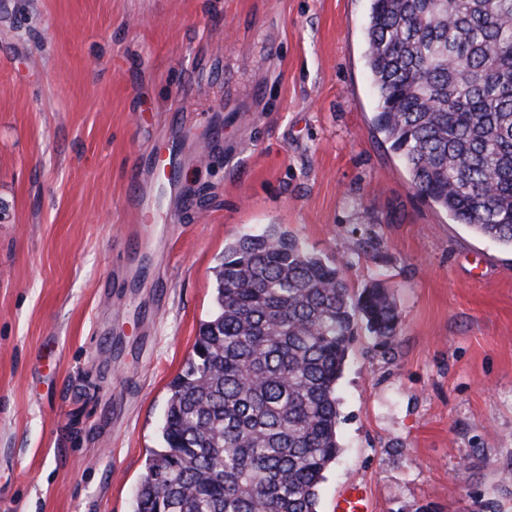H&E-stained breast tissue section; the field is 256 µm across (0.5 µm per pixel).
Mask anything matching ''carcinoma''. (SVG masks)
<instances>
[{
	"label": "carcinoma",
	"instance_id": "obj_1",
	"mask_svg": "<svg viewBox=\"0 0 512 512\" xmlns=\"http://www.w3.org/2000/svg\"><path fill=\"white\" fill-rule=\"evenodd\" d=\"M366 58L412 188L512 249V0H371ZM343 267L274 224L225 244L134 512H318L357 326L388 355L401 322L387 286L355 294Z\"/></svg>",
	"mask_w": 512,
	"mask_h": 512
}]
</instances>
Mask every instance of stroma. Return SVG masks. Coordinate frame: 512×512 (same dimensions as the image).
<instances>
[{
    "label": "stroma",
    "mask_w": 512,
    "mask_h": 512,
    "mask_svg": "<svg viewBox=\"0 0 512 512\" xmlns=\"http://www.w3.org/2000/svg\"><path fill=\"white\" fill-rule=\"evenodd\" d=\"M370 0H0V512H133L224 246L268 225L393 291L318 512H512V251L373 127ZM179 145L162 219L126 204ZM147 250H140L141 239Z\"/></svg>",
    "instance_id": "35a3bbf8"
}]
</instances>
